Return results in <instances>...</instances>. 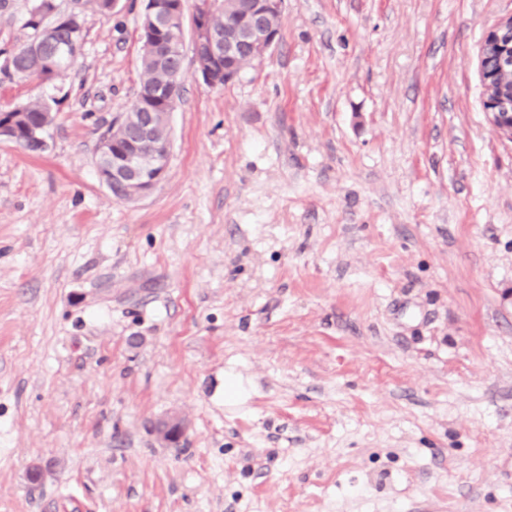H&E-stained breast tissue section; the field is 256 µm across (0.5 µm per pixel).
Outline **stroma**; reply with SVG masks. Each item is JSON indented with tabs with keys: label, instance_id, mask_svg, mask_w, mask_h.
I'll return each mask as SVG.
<instances>
[{
	"label": "stroma",
	"instance_id": "obj_1",
	"mask_svg": "<svg viewBox=\"0 0 512 512\" xmlns=\"http://www.w3.org/2000/svg\"><path fill=\"white\" fill-rule=\"evenodd\" d=\"M35 3L0 0V111L53 116L44 152L0 140V512H512V142L478 68L512 0H285L217 88L186 51L133 202L95 161L144 2L54 0L82 41L44 80L4 71Z\"/></svg>",
	"mask_w": 512,
	"mask_h": 512
}]
</instances>
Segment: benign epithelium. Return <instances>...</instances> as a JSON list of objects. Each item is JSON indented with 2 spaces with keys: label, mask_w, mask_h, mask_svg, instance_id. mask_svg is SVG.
<instances>
[{
  "label": "benign epithelium",
  "mask_w": 512,
  "mask_h": 512,
  "mask_svg": "<svg viewBox=\"0 0 512 512\" xmlns=\"http://www.w3.org/2000/svg\"><path fill=\"white\" fill-rule=\"evenodd\" d=\"M144 16L147 21L140 26L142 48L158 51L155 39L156 21L166 18L169 24L183 25L184 0H145ZM283 0H240L237 31L243 33L239 46L226 48L224 40L218 38L207 24L208 15L217 6V0H198L192 18L194 42V75L206 84L222 86L234 80L240 71L233 64L239 54L246 55L251 62H259L277 45L279 33L268 28L266 15L282 9ZM55 13L52 3L38 4L31 18L36 26L34 38L18 51V54L35 53L45 60L47 75L57 72L54 56L61 43L59 28L66 21L76 20L72 14L58 18L51 26H44L43 18ZM479 69L484 86L483 106L489 124L496 133L512 142V17L500 21L490 29L480 46ZM183 85L174 84L165 89L150 91L134 101L136 106H147L148 101L160 97L169 110H175ZM157 112L136 113L137 126L131 132L128 146L120 153L111 151L105 144V155L97 158L96 168L100 181L112 196L132 201L152 191L166 176L171 156L172 141L154 142L153 127ZM19 129L16 118L8 112L0 114V139L14 141ZM25 143L37 145L44 151L48 148L47 127L30 125L25 128ZM185 433V426L178 418H171L157 428L159 438L172 444Z\"/></svg>",
  "instance_id": "obj_1"
}]
</instances>
